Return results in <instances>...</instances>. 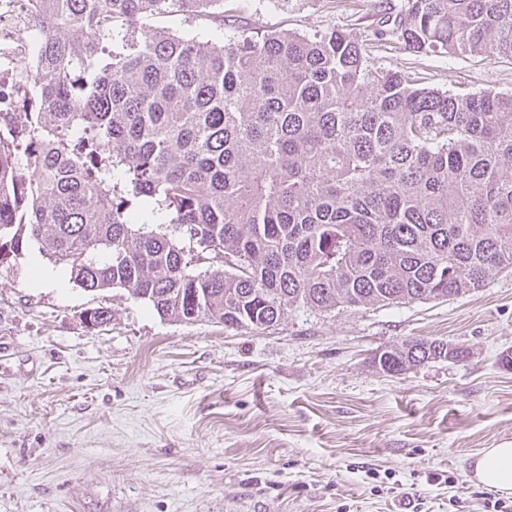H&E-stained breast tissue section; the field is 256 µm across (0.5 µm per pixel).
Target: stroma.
Listing matches in <instances>:
<instances>
[{
	"mask_svg": "<svg viewBox=\"0 0 512 512\" xmlns=\"http://www.w3.org/2000/svg\"><path fill=\"white\" fill-rule=\"evenodd\" d=\"M224 0V21L354 31L372 63L453 93H512V59L414 52L389 10ZM58 284L35 286L37 270ZM109 307L91 329L87 309ZM460 362L395 376L370 357L409 338ZM512 270L449 301L295 310L262 332L160 319L127 290L73 283L37 246L0 268V512H486L512 494L472 458L512 444Z\"/></svg>",
	"mask_w": 512,
	"mask_h": 512,
	"instance_id": "35a3bbf8",
	"label": "stroma"
}]
</instances>
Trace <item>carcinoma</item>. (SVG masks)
Instances as JSON below:
<instances>
[{
	"mask_svg": "<svg viewBox=\"0 0 512 512\" xmlns=\"http://www.w3.org/2000/svg\"><path fill=\"white\" fill-rule=\"evenodd\" d=\"M35 69L0 111V268L31 243L163 320L266 330L307 308L448 301L512 268V94L370 65L351 31L207 41L224 0H27ZM416 52L512 58V0H408ZM463 347L375 352L399 375ZM142 22L143 26L149 28H161L173 34L197 36L201 39L210 38L219 33L210 21L195 19L180 13L152 16Z\"/></svg>",
	"mask_w": 512,
	"mask_h": 512,
	"instance_id": "obj_1",
	"label": "carcinoma"
}]
</instances>
